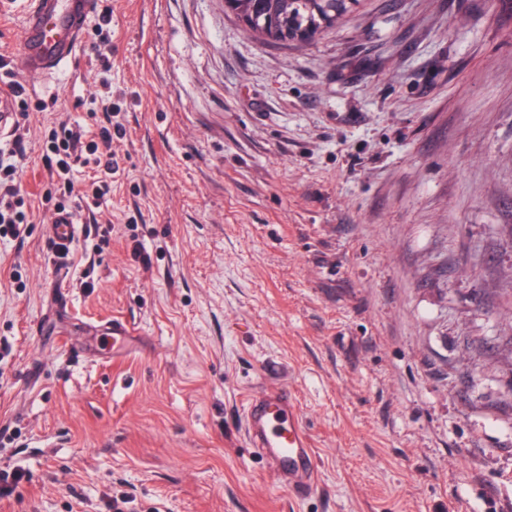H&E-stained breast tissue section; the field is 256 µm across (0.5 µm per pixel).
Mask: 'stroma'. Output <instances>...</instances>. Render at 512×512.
Segmentation results:
<instances>
[{"label": "stroma", "instance_id": "obj_1", "mask_svg": "<svg viewBox=\"0 0 512 512\" xmlns=\"http://www.w3.org/2000/svg\"><path fill=\"white\" fill-rule=\"evenodd\" d=\"M96 2L111 42L48 78L0 10L54 104L30 193L102 80L123 127L102 251L83 223L59 258L49 204L0 238V512H512V0H355L301 50L224 0ZM272 384L301 498L245 434ZM246 434L269 462L280 482L297 495L313 487L314 453L302 426L296 398L288 387H272L253 394L246 402Z\"/></svg>", "mask_w": 512, "mask_h": 512}]
</instances>
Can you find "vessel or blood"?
<instances>
[{
  "instance_id": "1",
  "label": "vessel or blood",
  "mask_w": 512,
  "mask_h": 512,
  "mask_svg": "<svg viewBox=\"0 0 512 512\" xmlns=\"http://www.w3.org/2000/svg\"><path fill=\"white\" fill-rule=\"evenodd\" d=\"M24 66L47 76L74 61L79 37L94 12L93 0H19ZM76 215L63 211L52 219L54 241L68 245L77 234ZM246 434L266 458L278 481L296 494L310 491L315 478L314 453L302 426L296 399L287 387H272L246 402Z\"/></svg>"
}]
</instances>
